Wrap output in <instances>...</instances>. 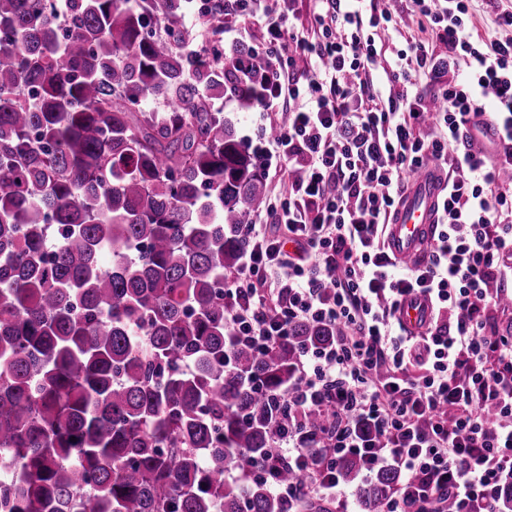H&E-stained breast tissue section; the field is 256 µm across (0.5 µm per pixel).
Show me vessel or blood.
<instances>
[{"instance_id": "obj_1", "label": "vessel or blood", "mask_w": 512, "mask_h": 512, "mask_svg": "<svg viewBox=\"0 0 512 512\" xmlns=\"http://www.w3.org/2000/svg\"><path fill=\"white\" fill-rule=\"evenodd\" d=\"M444 186L443 176L435 170L423 169L411 175L386 238L395 257L406 260L423 251L433 234L437 200Z\"/></svg>"}]
</instances>
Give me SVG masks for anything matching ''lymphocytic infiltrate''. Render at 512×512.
<instances>
[{"mask_svg": "<svg viewBox=\"0 0 512 512\" xmlns=\"http://www.w3.org/2000/svg\"><path fill=\"white\" fill-rule=\"evenodd\" d=\"M308 26L290 0H224L225 33L244 37L265 69L251 79L271 130L265 146L291 172L287 193L241 226L248 246L224 276L230 345L265 353L297 322L335 325L328 345L303 351L279 397L288 420L262 466L241 482H268L300 512L336 498L339 467L403 474L382 512H498L512 476V7L485 0L497 37L473 39L469 0H406L419 37L396 49L378 41L394 12L366 0H311ZM383 72L385 86L373 80ZM492 152L471 147L485 124ZM442 169L431 242L414 263L386 247L407 179ZM419 302L427 317L404 327ZM326 423L307 429L311 414ZM304 474L283 483L282 468Z\"/></svg>", "mask_w": 512, "mask_h": 512, "instance_id": "obj_1", "label": "lymphocytic infiltrate"}]
</instances>
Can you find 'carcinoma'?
<instances>
[{"mask_svg": "<svg viewBox=\"0 0 512 512\" xmlns=\"http://www.w3.org/2000/svg\"><path fill=\"white\" fill-rule=\"evenodd\" d=\"M70 2L0 0V512H284L224 474L275 451L288 408L255 386L336 328L227 347L224 273L267 190L216 100L251 89L188 54L186 0ZM360 474L341 464L381 512L401 475Z\"/></svg>", "mask_w": 512, "mask_h": 512, "instance_id": "carcinoma-1", "label": "carcinoma"}]
</instances>
